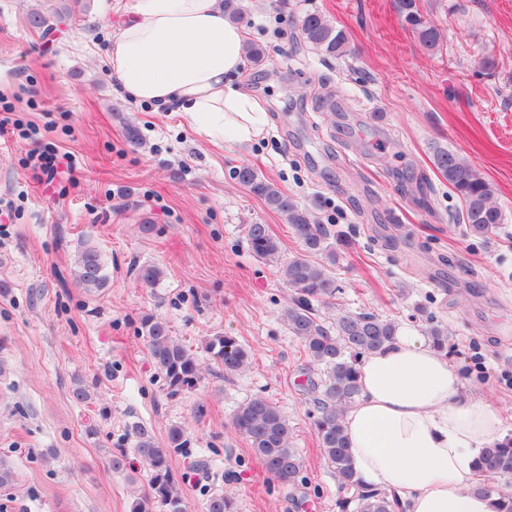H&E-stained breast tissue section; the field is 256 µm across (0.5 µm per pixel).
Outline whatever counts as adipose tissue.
Listing matches in <instances>:
<instances>
[{
    "label": "adipose tissue",
    "mask_w": 512,
    "mask_h": 512,
    "mask_svg": "<svg viewBox=\"0 0 512 512\" xmlns=\"http://www.w3.org/2000/svg\"><path fill=\"white\" fill-rule=\"evenodd\" d=\"M244 39L220 0H134L108 60L130 100L176 108L200 138L248 145L263 134L265 109L230 80ZM358 371L344 422L359 478L395 492L408 512H499V496L477 489V462L502 440L503 420L465 395L459 366L402 324Z\"/></svg>",
    "instance_id": "obj_1"
}]
</instances>
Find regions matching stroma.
<instances>
[{
  "instance_id": "35a3bbf8",
  "label": "stroma",
  "mask_w": 512,
  "mask_h": 512,
  "mask_svg": "<svg viewBox=\"0 0 512 512\" xmlns=\"http://www.w3.org/2000/svg\"><path fill=\"white\" fill-rule=\"evenodd\" d=\"M131 3L83 0L62 22L65 0H0V92L25 105L24 121L50 128L70 163L38 180L27 160L41 138L0 137V201L13 205L0 222V460L16 477L0 512H131L149 474L108 461L131 450L137 423L161 447L169 428L184 429L173 472L186 512H207L222 493L233 512H338L305 353L280 319L292 292L251 254L246 228L269 225L282 258L302 247L238 182L244 164L351 238L332 269L337 310L422 330L424 306L448 329L467 394L496 406L512 435V0H420L441 34L435 53L392 0H237V25L266 51L234 79L266 112L247 147L204 141L180 113L120 94L107 49ZM311 12L347 32L349 55L299 44ZM487 56L494 71L481 66ZM443 148L491 184L495 239L468 235L464 203L433 165ZM84 240L105 262L98 291L74 279ZM143 264L163 268L156 287L137 282ZM148 313L199 358L192 390L170 394L154 368L140 329ZM216 334L250 351L248 371L225 377L205 351ZM79 385L90 392L83 403L72 396ZM258 395L288 420L302 458L295 485L271 480L232 425ZM203 457L215 463L207 477L195 467Z\"/></svg>"
}]
</instances>
